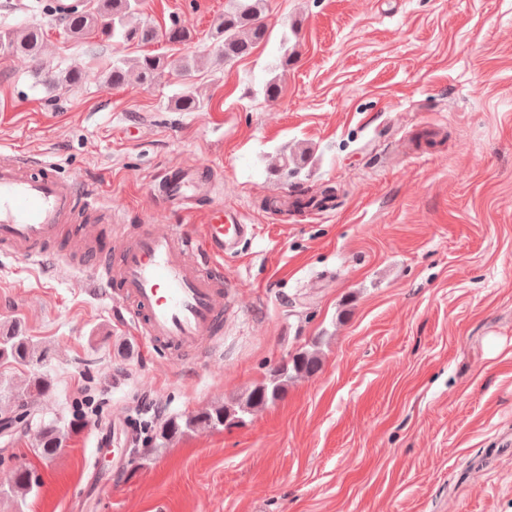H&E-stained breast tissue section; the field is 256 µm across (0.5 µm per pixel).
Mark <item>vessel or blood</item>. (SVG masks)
<instances>
[{
	"label": "vessel or blood",
	"instance_id": "b4317fda",
	"mask_svg": "<svg viewBox=\"0 0 512 512\" xmlns=\"http://www.w3.org/2000/svg\"><path fill=\"white\" fill-rule=\"evenodd\" d=\"M200 166H170L165 208L202 214L187 224L123 227L102 239L112 203L99 186L59 177L52 163L0 162V252L26 266L69 264L83 285L125 304L143 346L177 363L208 353L224 329V259L251 231L223 203L198 202Z\"/></svg>",
	"mask_w": 512,
	"mask_h": 512
}]
</instances>
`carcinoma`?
I'll return each mask as SVG.
<instances>
[{
  "mask_svg": "<svg viewBox=\"0 0 512 512\" xmlns=\"http://www.w3.org/2000/svg\"><path fill=\"white\" fill-rule=\"evenodd\" d=\"M232 9L224 12L213 32V39L219 47V55L226 63L235 62L251 54L253 49L268 38V28L264 17L266 0H233ZM58 22L72 36L84 37L99 35L112 42L151 44L159 38L155 27L140 19V0H96L91 9L73 8L58 17ZM45 31L39 25H32L21 31H0V55L25 56L38 63L36 78L49 88H77L83 80V70L79 66L55 72L40 64ZM196 57L187 56L170 60L159 54L145 53L136 57H116L108 70L109 84L118 88L124 85L130 75H135L140 83L149 85L166 68L172 66L184 79L190 81L196 72ZM203 103L193 87H188L174 99V110L198 112ZM47 349L39 347L16 326L0 330V362L19 365L30 364L42 359ZM321 368L317 351L304 350L286 361L273 366L265 381L250 390L244 400L230 408L226 405L214 406L204 412L191 415L184 420L170 419L160 426L156 439L164 443L185 431L200 425L218 429L230 418L247 414L256 408L272 404L286 393L288 383L304 376L312 377ZM51 387L50 381L35 375L27 388L6 396L7 403L0 411L2 415H19L35 404L38 397ZM78 424L62 426L53 421L43 425L37 446V453L46 460L55 458L65 447L69 433ZM36 486L33 472L18 468L14 472L11 490L17 495H26Z\"/></svg>",
  "mask_w": 512,
  "mask_h": 512,
  "instance_id": "cac0c4a2",
  "label": "carcinoma"
}]
</instances>
